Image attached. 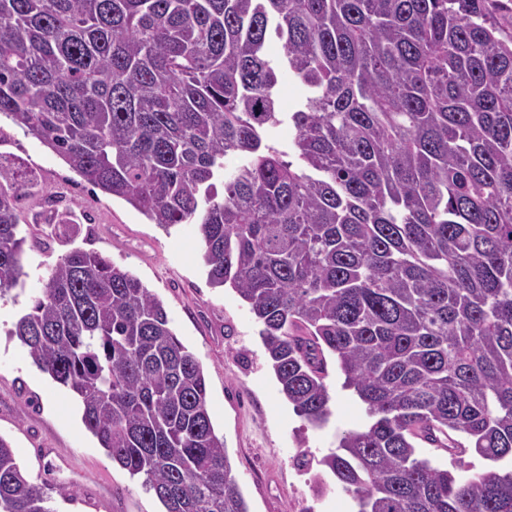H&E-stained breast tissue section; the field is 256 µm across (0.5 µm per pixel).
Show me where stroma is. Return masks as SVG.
Segmentation results:
<instances>
[{
    "label": "stroma",
    "mask_w": 512,
    "mask_h": 512,
    "mask_svg": "<svg viewBox=\"0 0 512 512\" xmlns=\"http://www.w3.org/2000/svg\"><path fill=\"white\" fill-rule=\"evenodd\" d=\"M0 152L23 158L58 208L83 216L75 242L34 223L40 197L21 202L27 238L24 288L0 298V437L20 467L51 496L53 512H162L143 479L113 464L76 412L73 393L33 365L11 336L50 269L71 246L95 250L137 276L163 303L178 339L203 367L209 413L249 512H355L322 466L343 432L367 422L356 395L330 372L331 416L316 427L295 415L268 360L260 326L229 287H214L200 259L195 228L163 230L124 200L78 176L51 149L0 118ZM65 494H58V487Z\"/></svg>",
    "instance_id": "1"
}]
</instances>
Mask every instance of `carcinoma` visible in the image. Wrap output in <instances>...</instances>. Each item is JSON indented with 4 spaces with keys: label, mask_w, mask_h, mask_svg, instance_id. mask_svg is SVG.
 Listing matches in <instances>:
<instances>
[{
    "label": "carcinoma",
    "mask_w": 512,
    "mask_h": 512,
    "mask_svg": "<svg viewBox=\"0 0 512 512\" xmlns=\"http://www.w3.org/2000/svg\"><path fill=\"white\" fill-rule=\"evenodd\" d=\"M0 114L152 223L196 225L313 425L336 366L369 422L321 465L357 512H512V0H0ZM37 187L0 154V297ZM12 335L164 512H249L204 370L137 277L72 248ZM49 499L0 437V512ZM304 95L302 85L286 77L278 87V96L280 99L281 112H294Z\"/></svg>",
    "instance_id": "cac0c4a2"
}]
</instances>
